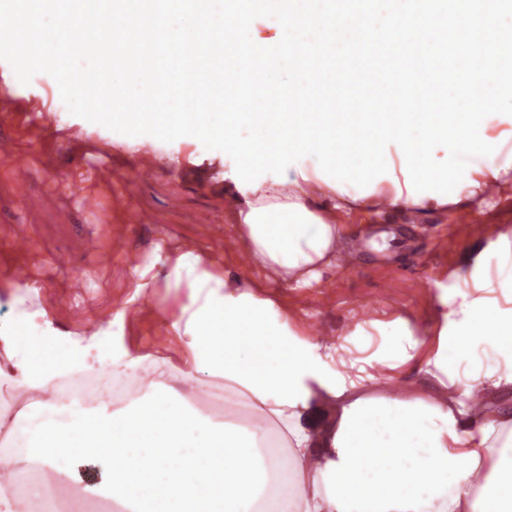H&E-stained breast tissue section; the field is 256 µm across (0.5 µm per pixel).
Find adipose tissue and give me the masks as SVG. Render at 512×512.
<instances>
[{
    "instance_id": "ef3b65f1",
    "label": "adipose tissue",
    "mask_w": 512,
    "mask_h": 512,
    "mask_svg": "<svg viewBox=\"0 0 512 512\" xmlns=\"http://www.w3.org/2000/svg\"><path fill=\"white\" fill-rule=\"evenodd\" d=\"M500 136L456 131L448 139L450 162L460 180L442 178L428 161L425 137L390 127L360 162L339 155L307 171L303 181L273 177L319 149L281 126L274 149L261 164L253 144L231 143L244 180L269 170L254 196L235 214L252 265L283 280L306 282L330 265L339 225L309 208L305 184L334 191L340 200L388 195L421 206L483 196L512 151ZM494 268L463 282L461 308L444 315L448 349L435 368H448L456 396L442 405L425 398H371L347 403L325 442L316 468L305 462L314 437L300 424L305 382L324 377L318 346L298 341L288 320L250 287L212 274L185 255L173 288L193 293L174 321L186 339L182 366L151 356L133 357L97 335H52L38 316L23 326L0 321V349L11 367L0 369V420L6 397L36 399L11 428L19 452L0 455V512H47L58 485L70 481L63 456L101 457L105 477L92 493L124 512H284L287 500L304 512H512V414L468 411L465 400L480 388L512 386V336L493 335L490 351L471 359L473 337L461 322L512 319V242L493 251ZM34 351L19 350L20 338ZM204 374L225 392L281 425L265 444L229 421L201 413L178 395L175 382ZM81 438L72 446V438Z\"/></svg>"
}]
</instances>
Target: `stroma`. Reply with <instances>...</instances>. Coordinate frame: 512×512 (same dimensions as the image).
I'll use <instances>...</instances> for the list:
<instances>
[{
  "mask_svg": "<svg viewBox=\"0 0 512 512\" xmlns=\"http://www.w3.org/2000/svg\"><path fill=\"white\" fill-rule=\"evenodd\" d=\"M17 98L42 99L47 110L31 125L22 116L0 121V140L14 139L26 158L21 166L0 158L1 319L24 309L60 336L81 335L88 321L131 356L180 364L185 346L171 324L189 292H173L167 275L191 253L213 274L256 286L300 339L341 348L327 380L307 382L300 419L307 431L323 435L335 426L343 404L335 386L369 359L364 395H389L394 384L404 399L452 394L426 362L439 349L447 306L462 301L460 278L476 254L512 240V171L481 201L335 211L355 255L337 256L319 280L299 286L250 265L233 220L236 170L226 153L195 138L164 142L89 122L68 111L55 80L21 84L0 61V113L14 111ZM143 154L154 160L147 174L135 166ZM106 157L108 185L93 178L95 159ZM87 188L99 196L92 211L81 202ZM17 262L29 271L22 283L9 272Z\"/></svg>",
  "mask_w": 512,
  "mask_h": 512,
  "instance_id": "stroma-1",
  "label": "stroma"
}]
</instances>
